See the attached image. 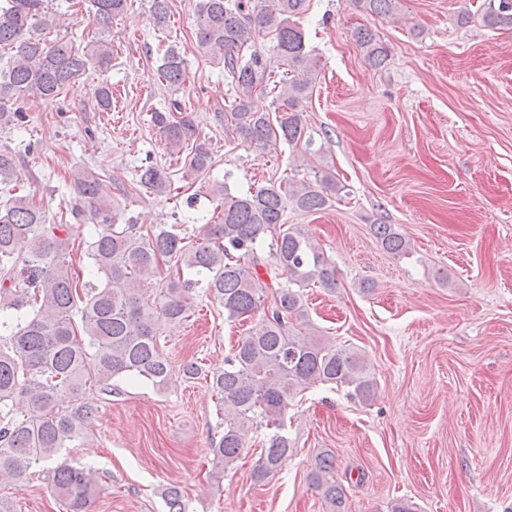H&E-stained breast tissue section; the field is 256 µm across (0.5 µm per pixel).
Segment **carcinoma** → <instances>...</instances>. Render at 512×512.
Segmentation results:
<instances>
[{"label": "carcinoma", "mask_w": 512, "mask_h": 512, "mask_svg": "<svg viewBox=\"0 0 512 512\" xmlns=\"http://www.w3.org/2000/svg\"><path fill=\"white\" fill-rule=\"evenodd\" d=\"M307 0H198L195 42L199 50L223 54L224 73L234 91L227 112L231 126L244 141L261 148L281 143L311 144L303 123L304 102L315 77L304 32L296 18ZM400 0H354L359 10L390 16ZM102 31L127 9V0H93ZM154 25L170 20L169 0H151ZM483 23L512 30V0H481ZM46 0H6L0 5V49L11 55L0 67V129L19 125L24 114L17 102L24 96L54 99L90 67L102 72L112 66V47L103 40L83 48L64 39L49 41ZM272 33L268 50L255 46L256 32ZM355 41L372 68L381 67L386 48L367 28ZM159 77L179 91L186 82V59L174 46L167 49ZM273 94L272 110H260L254 97ZM152 121L168 144L192 143L183 178L193 179L210 166L211 153L200 141L195 120L179 102L152 113ZM21 156L0 145V184L21 171ZM142 187L164 193L170 173L154 165L139 175ZM345 186L330 171L288 183L269 182L233 195L216 185L221 212L204 225L195 241L158 224H117L112 201L100 178L84 172L74 184L72 213L96 226L87 242L89 274L96 285L80 282L72 252L74 224H50L32 198L4 194L0 200V326L12 322L0 336V479L20 480L32 470L44 476L60 501L62 512H88L99 491L97 472L60 460L82 439L94 410L84 402L92 386L112 392L120 377L156 387L172 377L161 346L163 328L176 327L194 310L192 271L205 276V292L224 308L228 321L246 319L270 302L258 327L238 339L224 357V367L210 374L221 417L218 439L211 442L220 472L234 470L242 453L266 430L252 479L259 483L275 473L292 454L288 436L290 401L315 385H333L346 396L368 403L377 382L365 357L318 334L308 319L301 289L319 284L336 287V267L325 256L312 232L286 225L290 208L302 212L326 209ZM382 247L396 256L410 254L409 241L393 224L373 225ZM268 244L273 264L258 254ZM173 264L156 293L148 285L161 275V265ZM270 279L287 284L269 293L259 268ZM333 457L322 454L309 473L312 485L332 512H341L345 496L336 481ZM168 512H187L177 488L168 491Z\"/></svg>", "instance_id": "1"}]
</instances>
